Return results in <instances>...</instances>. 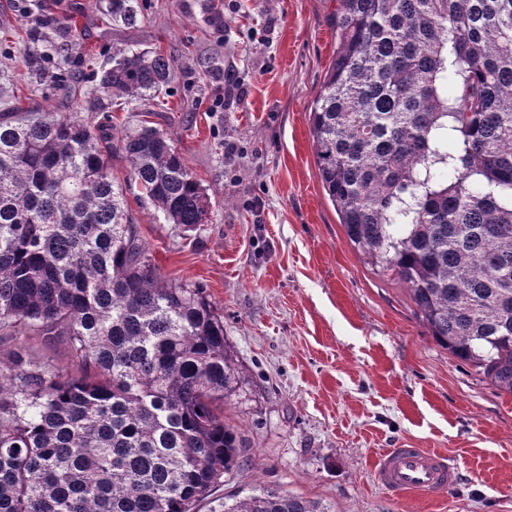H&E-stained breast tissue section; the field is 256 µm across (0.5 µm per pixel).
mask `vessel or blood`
Instances as JSON below:
<instances>
[{"instance_id": "vessel-or-blood-1", "label": "vessel or blood", "mask_w": 512, "mask_h": 512, "mask_svg": "<svg viewBox=\"0 0 512 512\" xmlns=\"http://www.w3.org/2000/svg\"><path fill=\"white\" fill-rule=\"evenodd\" d=\"M373 475L387 493L403 500L444 495L457 481L447 457L427 448L387 449L377 458Z\"/></svg>"}]
</instances>
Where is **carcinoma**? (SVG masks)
<instances>
[{
  "mask_svg": "<svg viewBox=\"0 0 512 512\" xmlns=\"http://www.w3.org/2000/svg\"><path fill=\"white\" fill-rule=\"evenodd\" d=\"M132 24L135 0H108ZM338 45L310 114L352 245L402 283L435 342L512 394V0H336ZM72 25L27 39L73 44ZM164 52L96 72L88 111L171 82ZM165 223L210 202L160 129L0 112V335L67 345L80 373L0 359V512H192L240 468L224 404L246 380L203 288L169 281L112 174ZM212 512H326L266 490Z\"/></svg>",
  "mask_w": 512,
  "mask_h": 512,
  "instance_id": "cac0c4a2",
  "label": "carcinoma"
}]
</instances>
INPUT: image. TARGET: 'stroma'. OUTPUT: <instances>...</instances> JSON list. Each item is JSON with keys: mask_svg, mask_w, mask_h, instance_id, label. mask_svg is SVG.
I'll return each instance as SVG.
<instances>
[{"mask_svg": "<svg viewBox=\"0 0 512 512\" xmlns=\"http://www.w3.org/2000/svg\"><path fill=\"white\" fill-rule=\"evenodd\" d=\"M116 25L104 0H0V94L23 107H84L93 71L116 48L174 60L164 96L113 113L116 128L148 118L171 139L211 201L186 233L126 199L162 273L205 288L246 378L224 406L245 443L241 468L215 498L277 490L328 512H512V395L437 345L405 287L378 276L351 245L322 186L309 114L336 52L335 0H139ZM68 18L80 50L64 69L77 93L37 81L23 63L32 15ZM248 87L223 105L224 76ZM233 142L240 154L228 155ZM67 373L65 344L0 339ZM430 448L459 469L440 502L379 489L389 448Z\"/></svg>", "mask_w": 512, "mask_h": 512, "instance_id": "stroma-1", "label": "stroma"}]
</instances>
